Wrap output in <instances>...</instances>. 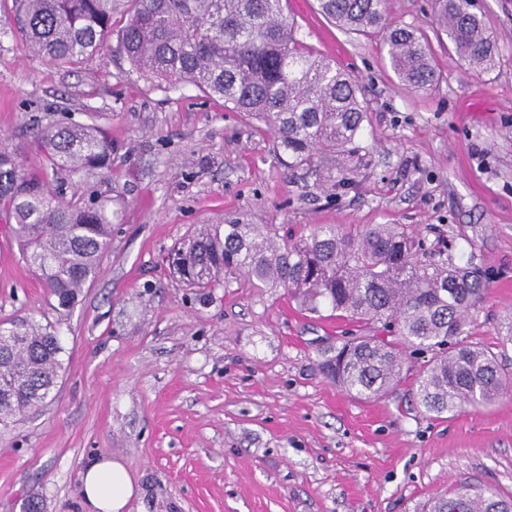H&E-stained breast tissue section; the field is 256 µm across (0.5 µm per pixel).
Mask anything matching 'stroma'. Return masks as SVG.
<instances>
[{
  "label": "stroma",
  "instance_id": "35a3bbf8",
  "mask_svg": "<svg viewBox=\"0 0 512 512\" xmlns=\"http://www.w3.org/2000/svg\"><path fill=\"white\" fill-rule=\"evenodd\" d=\"M130 8L114 0L107 47L68 68L28 53L0 0V144L37 168L38 127L102 126L114 214L101 271L66 315L0 222V324L52 326L63 347L49 397L0 427V512L32 498L85 512L79 476L98 456L128 470L126 512H419L466 481L512 497V396L428 414L417 362L381 399L348 394L318 362L353 323L242 275L201 292L166 261L202 224H402L487 271L464 340L512 371V0H475L498 39L488 70L451 59L432 0H388L386 28L431 46L438 79L424 91L394 74L381 34L345 33L316 0H289L297 38L357 81L365 110L359 151L309 167L290 166L262 122L132 67L116 35Z\"/></svg>",
  "mask_w": 512,
  "mask_h": 512
}]
</instances>
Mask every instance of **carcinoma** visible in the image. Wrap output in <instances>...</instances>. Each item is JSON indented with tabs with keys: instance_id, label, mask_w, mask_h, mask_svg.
<instances>
[{
	"instance_id": "cac0c4a2",
	"label": "carcinoma",
	"mask_w": 512,
	"mask_h": 512,
	"mask_svg": "<svg viewBox=\"0 0 512 512\" xmlns=\"http://www.w3.org/2000/svg\"><path fill=\"white\" fill-rule=\"evenodd\" d=\"M288 0H132L119 33L129 63L148 76L187 84L266 123L295 166L353 146L364 121L358 84L303 45ZM348 33L384 30L386 0H317ZM436 22L460 64L490 69L496 41L463 0H435ZM29 52L76 65L107 47L112 0H13ZM390 65L419 90L436 77L430 48L410 27L386 31ZM45 157L27 168L0 145V217L22 260L43 280L55 308L71 312L96 278L112 236L109 199L97 179L112 172V140L94 125L59 121L36 132ZM70 196H65L66 188ZM183 282L206 290L243 274L257 288H283L303 310L326 307L391 336H344L321 352L323 374L349 393L384 395L405 361L430 355L416 379L420 407L441 416L512 394V375L489 350L465 344L470 310L490 282L457 265L444 243L427 248L400 224L357 234L315 224L280 236L257 224H201L171 251ZM63 351L54 330L34 322L0 326V422L42 403L56 386ZM430 512H512V497L459 484L431 498Z\"/></svg>"
}]
</instances>
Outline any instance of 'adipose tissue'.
<instances>
[{"label":"adipose tissue","instance_id":"adipose-tissue-1","mask_svg":"<svg viewBox=\"0 0 512 512\" xmlns=\"http://www.w3.org/2000/svg\"><path fill=\"white\" fill-rule=\"evenodd\" d=\"M80 491L86 512H124L135 486L120 461L103 457L84 468Z\"/></svg>","mask_w":512,"mask_h":512}]
</instances>
